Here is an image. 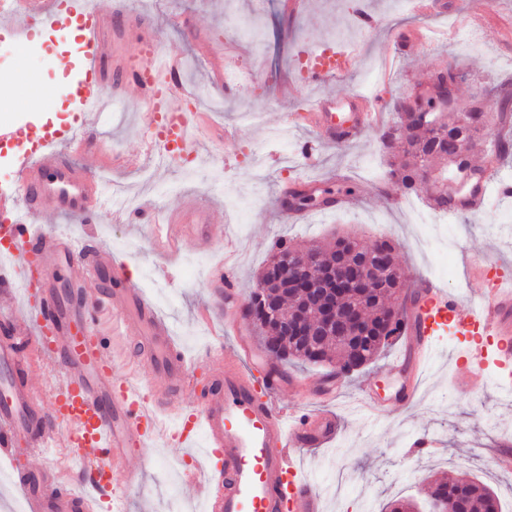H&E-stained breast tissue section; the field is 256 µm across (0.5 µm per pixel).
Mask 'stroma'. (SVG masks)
Returning a JSON list of instances; mask_svg holds the SVG:
<instances>
[{"label": "stroma", "instance_id": "stroma-1", "mask_svg": "<svg viewBox=\"0 0 512 512\" xmlns=\"http://www.w3.org/2000/svg\"><path fill=\"white\" fill-rule=\"evenodd\" d=\"M436 2L434 11L419 17L402 0H369L375 23L364 29L354 17L352 0H306L296 14L284 11L281 0H138L137 10L153 17L159 51L180 60L184 85L206 91L200 109L217 131L198 143L197 153L161 163L148 146V119L136 94L116 100L114 109L103 115L96 137L89 139L83 162L99 165L110 151L131 156V165L105 168L101 179L103 191H117L131 199V206L99 210L86 223L58 218L47 204L42 229L68 226L75 238H89L120 255L135 282L150 280L147 296L172 321L178 344L191 358L204 354L214 336L199 311L208 300L206 270L219 260L222 246L189 238L169 250L135 213V204L146 199L166 218L191 199L211 204L213 223L223 225L238 244L237 289L245 297L278 242L308 244L346 234L366 243L390 238L405 280L419 273L434 275L452 294L472 256L498 252L512 274V234L488 231L501 215H512V198H491L476 214L446 215L455 265L452 273H440L434 252L421 250L416 242L414 213L426 210L427 188L407 193L389 176L380 136L395 120L393 102L427 84L438 67L447 65L461 74L460 99L492 86L512 92V0ZM256 21L266 29L261 45L248 35ZM29 41L30 51L16 52L12 37L0 33V66L7 73L64 83L68 72L59 69V59L67 56L77 65L83 60L82 31L76 22L51 32L33 28ZM326 44L355 48L356 65L342 79L309 84L299 60ZM209 55L236 63L246 71V80L226 89L211 85L205 62ZM376 87L383 99L379 127L366 130L353 143L316 145L312 156L304 155V144L314 143L315 135L305 122H284L285 114L306 111L317 96L368 95ZM6 108L18 133L0 143V187L13 185L27 138L37 136L44 125L69 127L78 119L75 103L68 99L59 111L32 112L13 93ZM340 173L351 181L355 207L324 211L309 206L294 222L283 214V188L305 178L332 192ZM95 328L117 374L140 373L137 347L120 331L112 309L97 314ZM406 344V337H399L373 363L341 378L338 398L326 405L341 415V432L333 444L306 455L302 471L321 491L327 492L339 478L350 493L339 499L329 496L325 512H388L393 500L419 499L425 477L459 475L489 486L502 512H512V473L495 464L501 442L512 437V401L502 398L493 378L475 393L456 389L451 378L461 366L464 337L438 339L414 406L379 422L359 412L357 397L365 384L384 395L393 391L387 367ZM326 406L309 404L314 411ZM423 435L434 440V447H416ZM133 464L140 478L125 488L122 512H179L194 497V489L173 480L185 467L182 449L150 443Z\"/></svg>", "mask_w": 512, "mask_h": 512}]
</instances>
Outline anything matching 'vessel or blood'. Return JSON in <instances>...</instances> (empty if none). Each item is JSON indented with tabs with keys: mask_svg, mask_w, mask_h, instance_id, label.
Masks as SVG:
<instances>
[{
	"mask_svg": "<svg viewBox=\"0 0 512 512\" xmlns=\"http://www.w3.org/2000/svg\"><path fill=\"white\" fill-rule=\"evenodd\" d=\"M80 21L84 62L77 101L80 132L44 126L25 152L15 190L0 192V285L23 283L25 299L19 316L1 319L0 457L12 459L16 443L30 456L55 452L67 461L92 466L93 482L102 492L118 495L133 483L131 463L147 442L173 444L186 450L191 464L185 482L195 485L202 512H324L321 494L303 478L297 459L324 446L341 429L337 414L321 412L288 421L277 400L288 385L286 374L253 361L246 341L226 347L213 343L204 355L189 358L178 346L171 321L130 282L118 255L76 240L64 229L44 231L34 219L45 204L59 215L92 220L103 205L98 170L76 162L85 134L98 124L107 99L135 90L160 140H174L180 150L193 148L200 115L187 111L190 95L178 79L175 59L161 56L153 40V23L128 12L124 0L109 9L96 0H0V27L26 41L33 24L51 31L66 19ZM135 52H128V44ZM356 64L353 52L341 49L332 66L309 69L314 83L340 79ZM378 100L356 94L323 96L313 101L308 120L322 145L356 141L378 121ZM512 193L498 184L496 167L485 171L483 189L463 199L460 211L481 209L491 191ZM210 205L190 202L168 223L154 224L156 237L169 243L193 237L222 238L211 222ZM496 255L472 262L466 272V297L449 295L430 277L419 278L402 307L410 351L391 366L397 381L390 400L363 395L367 416L379 420L391 408L415 403L424 361L436 336L455 329L471 336L462 353L464 366L455 380L462 391L486 383L489 363L512 365V278L488 275L487 266L502 265ZM75 275L72 288L55 283L63 268ZM116 280L113 288L102 279ZM209 315H223L233 327L240 295L231 262L213 265L208 273ZM111 305L126 335L144 352L145 376L120 377L96 334L95 316ZM499 336L495 349L476 338ZM50 364L55 377L35 385L19 375L21 365ZM209 365L211 384L200 388L196 372ZM199 396L195 412L185 400ZM26 512H98L100 502L63 481L55 465L44 463L15 473Z\"/></svg>",
	"mask_w": 512,
	"mask_h": 512,
	"instance_id": "vessel-or-blood-1",
	"label": "vessel or blood"
}]
</instances>
